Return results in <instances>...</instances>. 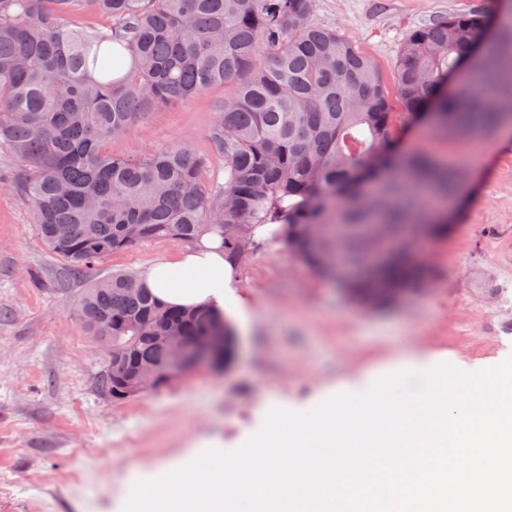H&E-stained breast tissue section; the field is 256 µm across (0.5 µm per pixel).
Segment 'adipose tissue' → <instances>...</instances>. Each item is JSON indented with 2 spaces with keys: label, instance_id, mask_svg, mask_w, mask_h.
<instances>
[{
  "label": "adipose tissue",
  "instance_id": "obj_1",
  "mask_svg": "<svg viewBox=\"0 0 512 512\" xmlns=\"http://www.w3.org/2000/svg\"><path fill=\"white\" fill-rule=\"evenodd\" d=\"M141 280L162 303L223 311L232 296V266L217 237L204 236L175 257L153 263Z\"/></svg>",
  "mask_w": 512,
  "mask_h": 512
}]
</instances>
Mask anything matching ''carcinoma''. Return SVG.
I'll list each match as a JSON object with an SVG mask.
<instances>
[{"instance_id":"obj_1","label":"carcinoma","mask_w":512,"mask_h":512,"mask_svg":"<svg viewBox=\"0 0 512 512\" xmlns=\"http://www.w3.org/2000/svg\"><path fill=\"white\" fill-rule=\"evenodd\" d=\"M92 8L106 31L74 23ZM313 0H0V141L19 162L1 179L33 204L49 251L75 279L117 252L156 239L220 238L238 264L258 231L321 276L336 264L364 266L428 216L414 188L444 195L459 176L427 154L401 150L400 132L428 119L479 134L512 107V31L474 72L482 95L448 94V75L472 61L486 30L477 12L450 14L412 30L390 91L374 61L337 30L312 21ZM232 85L206 133L224 161V183L206 180L209 158L185 145L125 156L106 145L155 109ZM430 271L399 255L369 276L341 284L379 304L422 285ZM90 338L110 337L120 367L105 363L102 392L123 401L122 372L167 352L152 337L175 330L206 344L225 335L219 364L234 358L235 329L209 309L162 304L129 272L90 283L78 299Z\"/></svg>"}]
</instances>
